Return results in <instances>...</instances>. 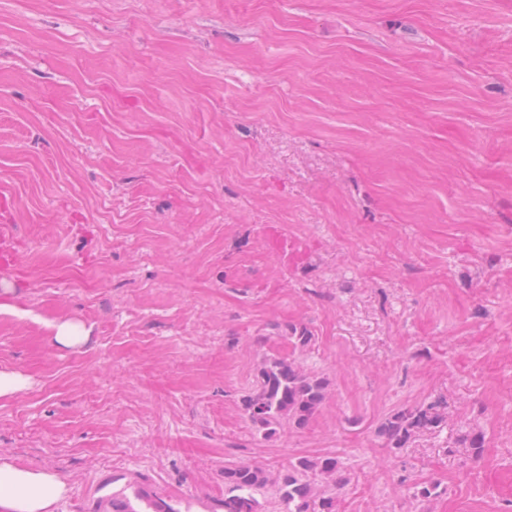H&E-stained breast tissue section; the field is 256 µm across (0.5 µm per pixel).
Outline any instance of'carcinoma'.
<instances>
[{
    "label": "carcinoma",
    "instance_id": "cac0c4a2",
    "mask_svg": "<svg viewBox=\"0 0 512 512\" xmlns=\"http://www.w3.org/2000/svg\"><path fill=\"white\" fill-rule=\"evenodd\" d=\"M325 395L324 381L303 372L293 361L275 358L256 375L253 387L242 397L241 408L255 431L267 438L286 419L305 426ZM443 421L435 405L404 408L387 417L379 434L392 448H402L411 437ZM342 481L335 457H301L274 480L280 512H336V485ZM268 483L266 472L255 466L224 467V512H262L258 492ZM112 512H179L170 501L140 488L133 496L112 495Z\"/></svg>",
    "mask_w": 512,
    "mask_h": 512
}]
</instances>
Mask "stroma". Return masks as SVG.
<instances>
[{
	"label": "stroma",
	"instance_id": "stroma-1",
	"mask_svg": "<svg viewBox=\"0 0 512 512\" xmlns=\"http://www.w3.org/2000/svg\"><path fill=\"white\" fill-rule=\"evenodd\" d=\"M0 185V459L52 512L324 455L337 512H512V0H0ZM272 357L326 389L264 439ZM84 336L81 325L63 321L57 325L54 341L59 345L69 347L79 344ZM442 421V414L434 404L404 408L387 417L378 432L391 448H402L415 433L438 427Z\"/></svg>",
	"mask_w": 512,
	"mask_h": 512
}]
</instances>
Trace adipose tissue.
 I'll list each match as a JSON object with an SVG mask.
<instances>
[{"label": "adipose tissue", "mask_w": 512, "mask_h": 512, "mask_svg": "<svg viewBox=\"0 0 512 512\" xmlns=\"http://www.w3.org/2000/svg\"><path fill=\"white\" fill-rule=\"evenodd\" d=\"M65 491L55 474L0 460V512H50Z\"/></svg>", "instance_id": "ef3b65f1"}]
</instances>
